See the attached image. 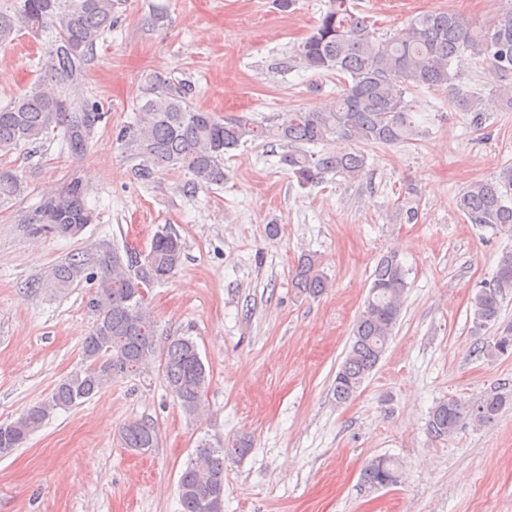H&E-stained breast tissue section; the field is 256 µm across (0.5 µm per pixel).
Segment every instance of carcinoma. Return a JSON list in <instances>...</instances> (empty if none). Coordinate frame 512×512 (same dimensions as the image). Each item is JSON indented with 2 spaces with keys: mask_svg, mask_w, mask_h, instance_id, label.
I'll use <instances>...</instances> for the list:
<instances>
[{
  "mask_svg": "<svg viewBox=\"0 0 512 512\" xmlns=\"http://www.w3.org/2000/svg\"><path fill=\"white\" fill-rule=\"evenodd\" d=\"M116 0H11L0 8V47L12 44L21 27L46 34L39 59L41 79L26 93L0 107V151L22 144H40L59 134L69 154L85 155L96 124L98 105L80 98L90 55L112 31ZM480 45L487 55L492 91L502 106L512 109V7L500 13L487 30L475 31L454 13L439 11L411 20L386 40L375 36L374 22L356 12L353 0H329L310 35L298 48L306 68L347 76L335 100L294 112L265 125L246 115L227 120L192 105L191 84L152 72L141 80L133 122L122 130L121 146L138 160L133 177L154 181L163 168L180 165L192 175L190 188L224 183V155L250 141L275 138L288 143L282 163L297 181L309 184L328 172L355 179L364 171L360 152L312 153L307 145L340 136L358 143L394 145L417 134L405 94L414 88H447L470 123L482 127L484 113L475 95L455 85L460 74L451 69L464 52ZM25 186L19 174L0 169V206L19 199ZM457 208L472 224L512 232V168L499 176L470 184L457 198ZM94 221L78 181L46 194L28 223L38 232L73 237L69 226L84 228ZM183 247L176 234L163 227L152 237L149 250L106 249L94 257L73 253L52 268L47 278L31 284L34 290L64 291L83 280L91 284L88 301L95 321L82 342V367L59 381L50 397L23 411L0 429V452L23 446L57 409L91 399L112 381L140 375L161 362L166 388L182 411L196 416L205 407L209 374L191 338L159 337L149 303L139 284L152 288L181 264ZM293 287L320 294L329 287L317 261L298 263ZM406 271L390 252L374 268L371 285L353 327L347 356L336 374V402L350 401L378 365L398 324L407 293ZM512 289V250L502 253L491 278L481 282L473 299L477 327L495 322L503 294ZM492 356L512 352V336H499L485 345ZM512 404V392L492 390L475 399L450 398L438 403L429 419L438 437L458 433L468 424L492 422ZM125 447L151 448L157 443L153 424L135 421L122 430ZM250 440L240 437L218 447L202 443L181 470L178 495L181 512H224V461L242 457ZM371 487L399 481L396 464L375 457L363 468Z\"/></svg>",
  "mask_w": 512,
  "mask_h": 512,
  "instance_id": "cac0c4a2",
  "label": "carcinoma"
}]
</instances>
